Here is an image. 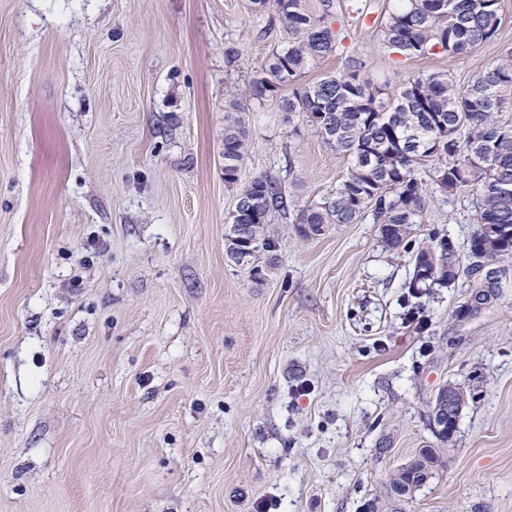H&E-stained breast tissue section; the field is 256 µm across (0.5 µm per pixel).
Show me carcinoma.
Returning a JSON list of instances; mask_svg holds the SVG:
<instances>
[{"label":"carcinoma","instance_id":"cac0c4a2","mask_svg":"<svg viewBox=\"0 0 512 512\" xmlns=\"http://www.w3.org/2000/svg\"><path fill=\"white\" fill-rule=\"evenodd\" d=\"M382 18L379 33L389 51L406 60L433 55H464L496 36L499 0H396ZM256 12L270 11V22L288 34V45L273 49L260 75L250 83L259 104L274 102L280 112L299 113L316 135L347 160V173L330 194L298 214L303 236H321L333 224H353L371 213L380 242L388 250H407L412 227L424 222L429 200L420 176L430 173L448 196L469 193L475 200L478 227L470 254L493 261L512 246V124L498 114L512 112V49L477 72L461 87L447 72H427L384 92L363 79L360 58H346L344 70L304 83V74L333 54L342 31L334 30L332 0H251ZM235 96L224 113V182L237 184L246 153L247 130ZM278 182L259 175L244 186L224 233L227 257L262 280L271 264L259 259L275 251L269 224L286 209ZM486 224L499 227L500 243L491 241ZM451 238L432 240L416 251L408 293L451 285L459 277ZM450 411L446 429L435 438L452 441L467 393L448 385L439 391ZM409 474L396 471L389 483L403 481L418 489L442 464L431 448L419 452Z\"/></svg>","mask_w":512,"mask_h":512}]
</instances>
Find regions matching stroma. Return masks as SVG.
<instances>
[{"label": "stroma", "instance_id": "stroma-1", "mask_svg": "<svg viewBox=\"0 0 512 512\" xmlns=\"http://www.w3.org/2000/svg\"><path fill=\"white\" fill-rule=\"evenodd\" d=\"M334 2L341 41L305 81L358 55L388 92L462 85L512 48V0L494 40L407 61L376 30L395 0ZM286 41L250 0H0V512H512V256L487 301L480 273L426 290L417 326L413 254L372 217L296 230L346 160L245 96L240 180L290 207L263 281L226 255L225 92ZM423 190L413 245L448 236L468 266L471 196ZM449 382L476 399L443 467L388 496Z\"/></svg>", "mask_w": 512, "mask_h": 512}]
</instances>
